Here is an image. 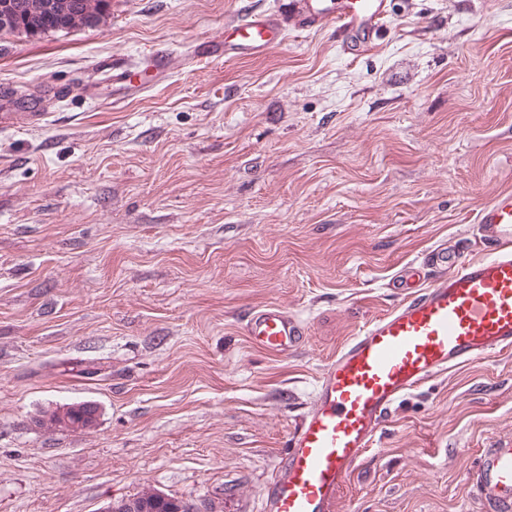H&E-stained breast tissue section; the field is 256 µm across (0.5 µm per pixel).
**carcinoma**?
Masks as SVG:
<instances>
[{
  "label": "carcinoma",
  "instance_id": "cac0c4a2",
  "mask_svg": "<svg viewBox=\"0 0 512 512\" xmlns=\"http://www.w3.org/2000/svg\"><path fill=\"white\" fill-rule=\"evenodd\" d=\"M110 0H0V31L25 35L92 28L99 25Z\"/></svg>",
  "mask_w": 512,
  "mask_h": 512
}]
</instances>
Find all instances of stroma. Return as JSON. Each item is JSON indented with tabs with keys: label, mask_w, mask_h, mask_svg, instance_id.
<instances>
[{
	"label": "stroma",
	"mask_w": 512,
	"mask_h": 512,
	"mask_svg": "<svg viewBox=\"0 0 512 512\" xmlns=\"http://www.w3.org/2000/svg\"><path fill=\"white\" fill-rule=\"evenodd\" d=\"M283 0H112L94 28L0 32V512H102L145 490L261 512L325 364L399 305V271L488 254L512 191V0H388L376 47L333 25L254 57L227 23ZM172 69L112 105V76ZM306 328L255 348L253 310ZM90 402L92 427L43 425ZM512 443V354L391 413L334 512H485L469 473ZM245 331L254 345L274 355L288 353L305 334L302 324L276 305L253 311L246 319Z\"/></svg>",
	"instance_id": "35a3bbf8"
}]
</instances>
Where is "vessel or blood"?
Here are the masks:
<instances>
[{"mask_svg": "<svg viewBox=\"0 0 512 512\" xmlns=\"http://www.w3.org/2000/svg\"><path fill=\"white\" fill-rule=\"evenodd\" d=\"M387 13V0H304L296 25H334L349 53L372 45ZM284 38L282 18L248 14L225 26L220 50L255 56ZM477 224L489 257L465 261L438 248L428 262L444 273L429 280L419 265L405 267L397 282L408 291L402 303L365 325L325 365L262 512H333L349 474L405 397L443 372L512 350V192L483 205ZM245 331L274 355L288 353L305 334L276 305L253 311ZM473 478L488 512H512L511 446L485 449Z\"/></svg>", "mask_w": 512, "mask_h": 512, "instance_id": "1", "label": "vessel or blood"}]
</instances>
